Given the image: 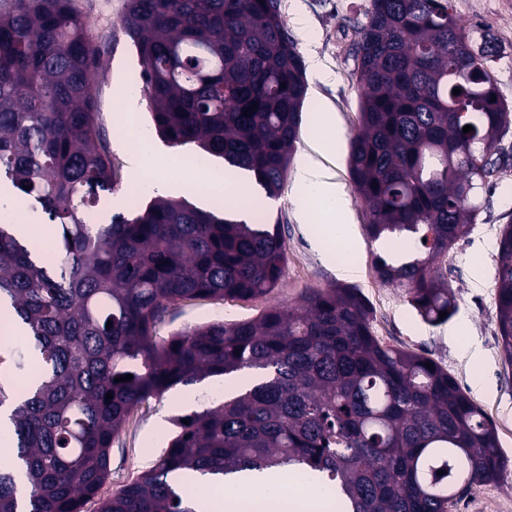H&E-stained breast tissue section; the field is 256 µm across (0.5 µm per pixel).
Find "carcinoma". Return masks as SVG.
<instances>
[{
  "label": "carcinoma",
  "mask_w": 512,
  "mask_h": 512,
  "mask_svg": "<svg viewBox=\"0 0 512 512\" xmlns=\"http://www.w3.org/2000/svg\"><path fill=\"white\" fill-rule=\"evenodd\" d=\"M120 24L155 132L281 194L306 81L279 0H127ZM356 35L354 190L371 238L410 234L420 245L398 265L376 257L374 271L437 325L457 309L437 265L481 213L474 197L498 171L512 106L496 87V53L463 33L450 0H371ZM100 56L72 0L0 11V175L61 239L47 260L0 224V377L22 380L15 393L0 381L17 439L14 465L0 469V512H20L21 483L26 512H82L135 410L176 385L244 370L262 377L178 419L154 466L100 512H195L172 480L187 469L292 466L320 476L341 512H448L473 487L504 481L509 459L492 422L448 371L382 344L356 288L308 289L253 319L157 338L183 302L270 294L287 244L255 204L253 223L231 219L244 208L235 200L202 210L131 197L129 216L99 220L92 208L120 185L92 93ZM495 306L512 367V224L499 241ZM16 325L31 349L11 344Z\"/></svg>",
  "instance_id": "cac0c4a2"
}]
</instances>
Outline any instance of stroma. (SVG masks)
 <instances>
[{
	"instance_id": "1",
	"label": "stroma",
	"mask_w": 512,
	"mask_h": 512,
	"mask_svg": "<svg viewBox=\"0 0 512 512\" xmlns=\"http://www.w3.org/2000/svg\"><path fill=\"white\" fill-rule=\"evenodd\" d=\"M125 4L126 0H73L74 8L92 32L105 41L100 62L102 76L95 97L112 159L119 166L123 181L129 182L134 178L135 167L131 153L120 147L126 128L124 114L117 107L116 89L122 84L141 85L142 80L136 48L118 22ZM453 4L465 33L471 34L474 41H485L495 48L497 87L512 105V0H453ZM369 5L370 0H281L288 33L303 61L318 60L332 74L331 80L324 82L314 71L306 73L308 93L296 150L308 151V139L317 118L324 112L333 113L336 150L321 159L320 172L351 195V222L359 228L364 226L366 215L359 198L353 195L347 160L358 119L355 26ZM499 148L505 163L494 176L492 188L480 194L482 211L478 223L438 265L439 273L452 280L455 287L457 317L468 319L471 335L477 336L481 344L490 380L488 391H473L470 366L449 341L447 325L426 323L401 289L381 284L375 278L374 257L395 261L403 258L402 249L387 250L381 242L361 238L359 274L351 284L359 288L372 309L374 336L384 344L426 356L447 370L493 422L500 449L512 460V367L502 356L494 300L498 241L504 225L512 222V132L501 140ZM301 204L288 186L278 199L263 208L267 223L280 225L288 243V261L273 293L249 302L204 299L181 304L157 326V335L163 338L205 323L254 318L270 305L293 303L305 289L340 284L335 263L322 258L312 241L310 225L298 220ZM188 391V386H175L131 415L112 444L109 477L98 493L84 502L83 512H99L116 489L154 465L176 433L174 419L198 410L197 405L186 401Z\"/></svg>"
}]
</instances>
